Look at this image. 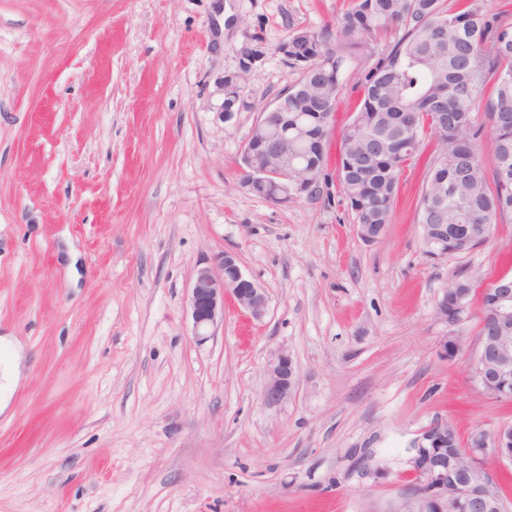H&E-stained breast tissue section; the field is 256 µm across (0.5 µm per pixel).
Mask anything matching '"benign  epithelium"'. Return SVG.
I'll return each instance as SVG.
<instances>
[{
	"label": "benign epithelium",
	"instance_id": "7a95c632",
	"mask_svg": "<svg viewBox=\"0 0 512 512\" xmlns=\"http://www.w3.org/2000/svg\"><path fill=\"white\" fill-rule=\"evenodd\" d=\"M288 108L285 96L261 112L251 129L241 153L239 167L242 173L240 188L249 192L258 181L269 177L279 180V195L269 199L274 204L291 199L309 197L319 191L325 171L304 172L288 166ZM424 246L432 251V244L444 236L445 225H422ZM491 297L494 319L482 324L479 348L473 361L474 379L483 393L501 400L507 396L502 382L512 377V280L506 275L497 277L485 289ZM232 300L253 318L261 319L267 309L265 291L247 279L241 270L239 259L232 252H224L198 266L190 288L188 308L192 320L193 336L202 341L208 331L224 322V301ZM468 303L460 297L455 302L454 314H448V292H443L436 304V315L450 325L457 324L467 311ZM298 379L297 369L287 351L277 353L267 367V383L261 401L273 407L288 397ZM448 440V423L436 422L427 427L412 441L407 463L415 478L410 496L402 505L422 506L429 501L450 499L463 500L467 512H505V504L492 498L484 485L473 478V467L491 454L501 462L512 463V426L500 427L489 438L482 431L470 435L465 452L466 462L452 467L431 462L423 449L437 442Z\"/></svg>",
	"mask_w": 512,
	"mask_h": 512
}]
</instances>
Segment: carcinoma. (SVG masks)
Instances as JSON below:
<instances>
[{
  "mask_svg": "<svg viewBox=\"0 0 512 512\" xmlns=\"http://www.w3.org/2000/svg\"><path fill=\"white\" fill-rule=\"evenodd\" d=\"M403 35L379 54V38L392 27ZM301 78L288 88V119L298 131L288 139L289 159L300 168L326 165V148L341 76L353 61L373 60L361 79L362 100L340 136L338 178L358 224H388L399 178L407 161L423 155L426 133L439 142L426 162V183L418 199L419 217L448 225L446 238L464 226L512 221V21L491 12L481 0H351L336 32L296 30L277 46ZM224 95L246 107L234 77ZM483 109L492 121L495 160L488 181L481 160L480 130L472 112ZM432 458L453 465L464 453L458 435L428 449ZM491 493L506 499L512 475L495 482Z\"/></svg>",
  "mask_w": 512,
  "mask_h": 512,
  "instance_id": "1",
  "label": "carcinoma"
}]
</instances>
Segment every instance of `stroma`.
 Wrapping results in <instances>:
<instances>
[{
	"mask_svg": "<svg viewBox=\"0 0 512 512\" xmlns=\"http://www.w3.org/2000/svg\"><path fill=\"white\" fill-rule=\"evenodd\" d=\"M349 4L0 0V336L26 350L0 414V512H390L425 428L512 425L473 379L478 300L458 324L435 315L455 280L512 274V223L432 259L421 165L371 244L335 167L285 205L239 186L259 108L300 78L276 46ZM251 36L265 54L244 73ZM229 76L250 106L228 117ZM226 251L268 308L225 303L201 343L189 291ZM281 350L298 381L267 407Z\"/></svg>",
	"mask_w": 512,
	"mask_h": 512,
	"instance_id": "35a3bbf8",
	"label": "stroma"
}]
</instances>
